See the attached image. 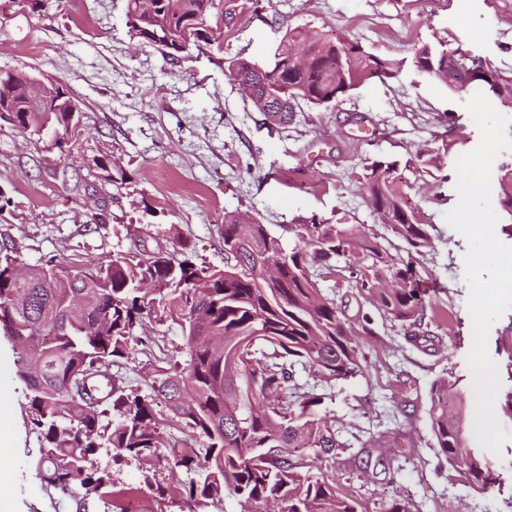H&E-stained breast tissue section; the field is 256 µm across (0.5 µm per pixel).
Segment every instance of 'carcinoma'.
<instances>
[{
    "label": "carcinoma",
    "instance_id": "carcinoma-1",
    "mask_svg": "<svg viewBox=\"0 0 512 512\" xmlns=\"http://www.w3.org/2000/svg\"><path fill=\"white\" fill-rule=\"evenodd\" d=\"M127 0L132 36L178 61L191 50L224 43V30L248 4L259 0ZM410 63L418 74L474 95L478 90L512 109V75L486 65L493 81L474 80L480 68L446 43L413 45ZM403 61L381 56L353 39L330 41L319 31L285 32L265 62L237 58L232 79L254 111L269 124H291L305 103L327 107L353 95L373 79L396 77ZM29 74H0V108L14 110L22 135L51 126L68 135L71 120L54 89L41 91L42 105L27 96ZM434 153L419 152L402 163L377 159L359 184L374 203L388 235L407 245L391 251L359 224L299 216L288 225L293 247L285 249L257 218L224 216V267L192 261L188 243L172 252L130 251L106 262L61 274L52 265L14 271L11 248L0 247V332L10 343L16 375L25 387L27 426L37 434V478L67 494L75 512L87 500H112L115 478L93 459L102 451L112 463L145 465L140 485L164 500L171 484L156 479L161 468L191 475L187 502H221L228 493L241 512H264L270 499L278 512H367L343 495L331 470L350 447L336 420L317 412L325 386L362 372L361 341L322 283L334 277L369 297L378 314L414 329L424 319L422 289L414 286L416 258L432 248L429 224L410 206L413 183L405 175L427 173ZM119 192L128 183L115 160H100ZM499 206L512 217V161L496 165ZM181 328L186 359L155 369L153 395L143 396L112 380L92 398L84 384L110 372L127 357L131 341L147 324ZM507 386L497 416L512 422V322L496 339ZM306 373L311 380L298 383ZM168 414L157 415L153 402ZM472 381L445 372L429 389L428 416L434 446L448 466L459 469L476 491L503 484L495 453L474 434ZM112 414L107 424L102 417ZM191 438L179 452L169 449L164 428ZM379 512H411L399 495Z\"/></svg>",
    "mask_w": 512,
    "mask_h": 512
}]
</instances>
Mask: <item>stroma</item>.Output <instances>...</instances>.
I'll return each instance as SVG.
<instances>
[{
	"label": "stroma",
	"mask_w": 512,
	"mask_h": 512,
	"mask_svg": "<svg viewBox=\"0 0 512 512\" xmlns=\"http://www.w3.org/2000/svg\"><path fill=\"white\" fill-rule=\"evenodd\" d=\"M0 0V71L59 78L78 99L83 124L66 153L47 139L0 123V245L16 246L22 266L74 268L110 260L143 243L174 249L184 239L199 261L224 264V215L249 213L286 236L295 216L344 218L372 233L382 226L359 189L363 166L439 150L426 189L411 201L431 226L433 246L417 266L428 339L374 315L363 337L365 361L354 378L333 383L320 411L343 438L371 433L370 448H348L335 463L341 491L377 512L391 494L411 512H512V441L495 458L502 489L474 492L434 446L428 393L443 371L469 375L473 345L464 237L443 215L457 200L455 161L480 133L466 95L419 76L407 60L414 43L442 39L512 75V0H271L261 15H241L221 52L180 63L139 44L126 27V0ZM355 39L376 54L404 60L397 78L373 80L336 106L297 113L270 129L229 75L237 58L264 60L288 28ZM453 141L457 153L441 152ZM112 156L130 181L113 195L94 165ZM118 369L126 386L151 395L153 371L184 360L178 327L149 324ZM39 443L21 431L8 489L18 512H75L68 496L47 493L31 461Z\"/></svg>",
	"instance_id": "1"
}]
</instances>
